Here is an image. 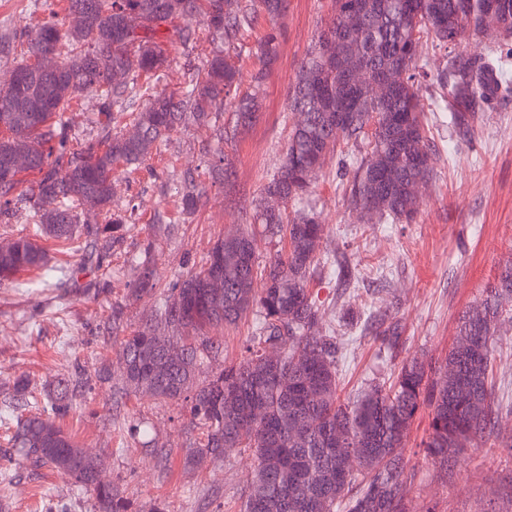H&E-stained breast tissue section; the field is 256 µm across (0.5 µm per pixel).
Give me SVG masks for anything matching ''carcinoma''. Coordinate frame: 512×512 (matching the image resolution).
Returning <instances> with one entry per match:
<instances>
[{"label": "carcinoma", "instance_id": "cac0c4a2", "mask_svg": "<svg viewBox=\"0 0 512 512\" xmlns=\"http://www.w3.org/2000/svg\"><path fill=\"white\" fill-rule=\"evenodd\" d=\"M336 27L322 30L289 91L295 122L277 173L260 188L254 223L288 238V251L265 265L251 226L217 240L199 270L178 277L160 299L155 317L121 341L127 394H148L161 402L185 403L190 423L201 429L189 461L219 459L226 448H246L257 465L248 478L243 512H407L406 464L401 454L417 413L431 417L424 449L446 468L497 431L501 412L492 393L493 340L512 302V262L485 289L484 298L459 318L456 338L444 361L404 362L389 387L373 385L348 400L336 381L335 337L316 332L319 307L308 288L325 270L320 244L323 225L314 214L287 204L302 202L322 171L327 148L342 142L357 148L348 197L368 221L411 222L419 198L414 186L433 172L423 91L428 71L422 38L447 50L437 74L448 127L467 136L475 114L512 82L502 56L512 48V0H365L358 27L343 25L346 0H330ZM286 0H66L67 15H82L63 31L46 21L16 36L26 51L14 71L21 87L0 85V223L9 224L18 205L31 206L40 234L73 245L85 240L103 262L117 240L120 218L112 214L113 175L118 164L139 166L160 149L187 115L208 123L231 108L233 134L256 120L260 88L278 55ZM265 33L251 40L259 16ZM139 21L129 31L128 20ZM206 25L217 44L207 67L181 89H160L153 81L167 64L165 45L187 43L192 21ZM485 55L456 51L466 36L491 38ZM57 53L58 68L45 74L33 59ZM254 60L253 89L239 91L240 68L233 58ZM361 71L368 86L386 75L392 84L380 97H363L345 125L337 111L349 108L336 81L345 69ZM97 99L100 141L73 144L67 112L78 96ZM130 119L138 134L117 127ZM39 173L22 185L17 160ZM183 209L192 211L204 194L199 176L184 172L177 187ZM104 210L103 223L83 224V206ZM38 241L22 235L0 248V286L18 273L46 269ZM264 287H254L257 279ZM257 316L246 357L211 378H197L199 366L216 358L220 344L204 333L214 324H234L247 312ZM363 331L396 344L399 323L367 316ZM276 347V362L265 357ZM76 383L70 374L40 387L26 374L15 378L14 396L23 406L4 417L5 441L33 471H56L90 493L95 512H129L126 489L98 477L104 458L86 457L58 423L71 407Z\"/></svg>", "mask_w": 512, "mask_h": 512}]
</instances>
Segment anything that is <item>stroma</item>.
<instances>
[{"instance_id":"1","label":"stroma","mask_w":512,"mask_h":512,"mask_svg":"<svg viewBox=\"0 0 512 512\" xmlns=\"http://www.w3.org/2000/svg\"><path fill=\"white\" fill-rule=\"evenodd\" d=\"M63 0H0V84L7 81L23 48L13 34L36 26L61 10ZM329 0H287L279 54L262 90L257 122L235 140H224L232 113L210 124L178 126L169 140L134 171L118 168L112 209L125 223L112 256L95 272L43 282L20 273L0 287V408L13 393V379L29 373L37 382L59 372H82L83 389L59 423L87 452L106 453L104 480L128 486L132 512H240L255 461L244 448H228L221 461L190 465L186 453L195 433L185 409L154 398L115 394L111 378L121 372L120 345L112 325L131 332L150 317L155 294L131 298L144 270L159 289L201 266L214 242L251 223L262 183L281 166L291 129L289 86L317 35L330 21ZM212 50L209 33L197 26L193 41L170 50L160 82L188 81ZM433 176L420 191L414 222L367 224L349 207L342 168L347 152H331L309 200L324 226L323 249L345 260L356 286L341 287L328 275L308 287L322 312L321 328L341 342L336 368L341 396L390 382L402 362L417 356L442 361L452 346L459 317L480 301L486 285L512 261V93L480 112L470 136L435 123ZM221 150L232 161L228 178H207V197L184 211L174 191L188 168L201 169L208 153ZM122 305L113 318V305ZM388 313L400 321L397 348L342 322L346 312ZM256 320L211 326L222 352L199 372L208 378L240 362ZM495 398L504 410L500 436L469 451L456 467L441 471L422 448L429 433L428 410H420L402 450L408 475L410 512H512V323L494 338ZM111 402V416L102 414ZM143 419L152 438L170 448L158 469L148 448L131 446L130 417ZM0 468L12 479L0 482V512H93L94 500L74 482L48 470L33 473L0 437Z\"/></svg>"}]
</instances>
